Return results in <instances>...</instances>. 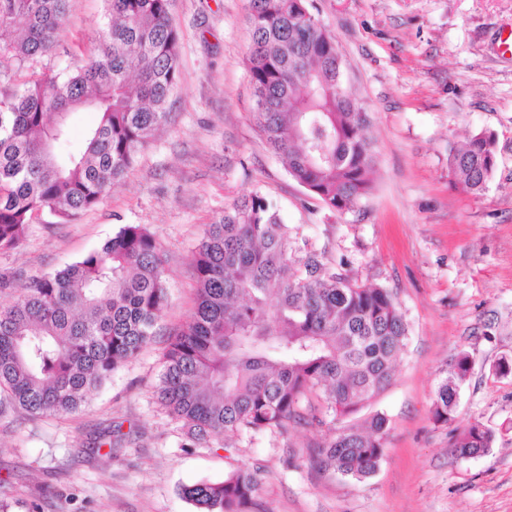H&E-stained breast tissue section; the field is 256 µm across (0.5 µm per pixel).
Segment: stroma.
<instances>
[{
    "label": "stroma",
    "instance_id": "35a3bbf8",
    "mask_svg": "<svg viewBox=\"0 0 512 512\" xmlns=\"http://www.w3.org/2000/svg\"><path fill=\"white\" fill-rule=\"evenodd\" d=\"M344 58L347 86L372 117V188L349 212L330 210L294 181L254 118L247 71V0H172L181 35L170 122L112 192L70 220L44 211L22 244L0 251V302L31 279L96 249L121 225L156 239L168 287L156 335L76 412L0 411V499L8 512H196L183 486L248 468L262 512H512V0H308ZM104 0H69L56 50L26 71L84 65L104 24ZM491 134L484 191L456 184L448 159L471 135ZM257 192L279 210L300 248L325 252L359 282L389 290L408 328L391 385L337 427L388 420L375 475L356 482L318 470L326 428L214 438L187 448L160 406L170 338L195 306V248L208 224ZM472 370L448 422L436 390L459 353ZM491 428L483 456L455 455L472 422ZM111 450L94 444L113 425Z\"/></svg>",
    "mask_w": 512,
    "mask_h": 512
}]
</instances>
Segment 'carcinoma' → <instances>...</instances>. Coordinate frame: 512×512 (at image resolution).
Masks as SVG:
<instances>
[{
	"label": "carcinoma",
	"mask_w": 512,
	"mask_h": 512,
	"mask_svg": "<svg viewBox=\"0 0 512 512\" xmlns=\"http://www.w3.org/2000/svg\"><path fill=\"white\" fill-rule=\"evenodd\" d=\"M68 0H0V79L51 54ZM107 22L85 64L48 70L0 97V251L22 243L35 214L74 217L98 205L170 113L180 79V34L170 0H104ZM255 120L288 175L328 208L349 212L371 189L370 126L349 91L339 47L307 0H247ZM316 90L305 101L306 88ZM101 114L79 145L69 118ZM495 159L484 132L449 158L467 191L485 188ZM296 235L258 193L208 225L194 258L196 305L164 355L158 398L188 445L243 433H285L293 423L357 411L391 382L407 327L391 293L361 284L325 253L293 247ZM167 286L158 246L124 224L99 248L38 277L0 303L3 405L31 415L76 411L154 336ZM462 352L437 389L433 416L446 422L470 371ZM388 419L332 433L313 463L357 482L387 447ZM495 432L466 426L453 447L487 453ZM261 481L236 470L221 482L182 488L198 512H251Z\"/></svg>",
	"instance_id": "obj_1"
}]
</instances>
